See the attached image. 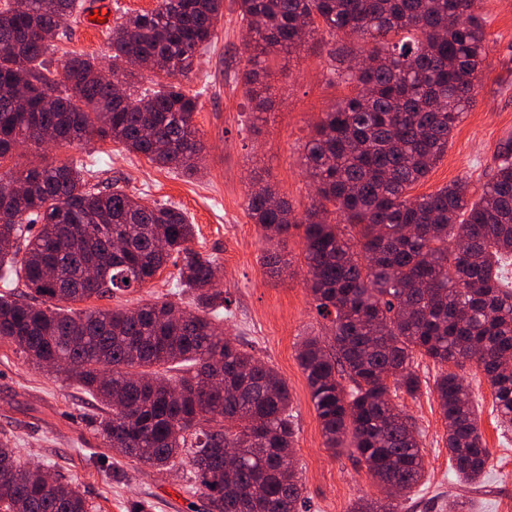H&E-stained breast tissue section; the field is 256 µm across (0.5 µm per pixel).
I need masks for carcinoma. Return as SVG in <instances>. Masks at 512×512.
I'll return each mask as SVG.
<instances>
[{
	"label": "carcinoma",
	"instance_id": "cac0c4a2",
	"mask_svg": "<svg viewBox=\"0 0 512 512\" xmlns=\"http://www.w3.org/2000/svg\"><path fill=\"white\" fill-rule=\"evenodd\" d=\"M480 0H238L253 32L247 97L262 106V58L291 54L324 25L360 37L398 38L334 53L336 78L358 94L325 113L304 165L316 194L300 215L270 186L247 211L270 248L263 262L290 263L279 245L303 229L310 288L332 323L298 360L327 448L346 440L382 488L410 493L424 477L416 424L390 399L388 380L411 395L414 355L474 362L490 385L501 426L512 427V144L479 198L460 179L429 194L407 191L448 152L473 105L486 41ZM83 0H5L0 8V160L20 146L110 141L169 171L200 170L193 123L200 93L178 83L134 93L136 71L160 60L191 73L211 44L224 0H159L112 29L114 91L97 59L74 54L62 71L46 55L63 19ZM93 165L43 164L0 179V341L38 369H53L95 405L107 447L157 471L189 465L211 512H299L295 425L287 382L224 338L228 310L216 258L191 247L194 225L179 207L146 205L99 186ZM19 183L16 191L12 184ZM333 205L329 211L327 205ZM191 305L148 302L134 310L71 305L140 288L171 256ZM97 268L98 278L86 272ZM24 285L43 303L15 294ZM455 473L482 475L489 450L469 386L446 372L435 382ZM0 512H93L78 487L24 466L0 438Z\"/></svg>",
	"mask_w": 512,
	"mask_h": 512
}]
</instances>
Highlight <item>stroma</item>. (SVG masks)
<instances>
[{
  "label": "stroma",
  "mask_w": 512,
  "mask_h": 512,
  "mask_svg": "<svg viewBox=\"0 0 512 512\" xmlns=\"http://www.w3.org/2000/svg\"><path fill=\"white\" fill-rule=\"evenodd\" d=\"M158 0H86L87 12L70 18L55 41V63L69 55H109L107 32L123 13L153 10ZM99 11L98 23L88 14ZM486 23L485 61L474 105L454 130L447 153L428 176L413 186L419 197L458 179L471 195H480L497 164V151L512 138V0H481ZM249 32L240 20L237 0H224V15L211 45L200 50L195 68L181 83L199 93L194 124L203 144V168L189 176L157 167L122 146L91 141L19 148L0 163V173L31 164L84 162L95 165L99 180L118 184L143 202L178 205L196 226L193 248L217 257V284L227 291L225 336L236 340L286 379L291 392L296 436L294 455L306 498L304 512H349L361 497L385 500L386 494L359 464L351 449L326 448L306 377L298 363L301 340L326 337L329 322L318 315L305 278L302 230L291 231L280 250L290 265L281 275L262 263L266 245L260 226L246 210L253 185H270L303 213L314 187L302 164L306 143L325 112L355 96L354 84L333 79L331 52L346 43L372 49V38L319 30L292 54L270 55L260 80L266 89L263 111L244 93ZM177 270L166 266L143 288L110 299H91V308L132 309L171 301L186 305L174 286ZM421 380L416 395L398 391L393 402L420 431L425 477L400 500V512H512V431L502 432L490 386L472 363L457 367L470 384L480 432L490 450L480 480L458 479L449 462L445 423L434 383L446 368L416 357ZM92 408L81 390L54 374L35 369L0 341V434H8L23 462L43 465L57 479L79 486L94 512H132L146 502L150 512H211L188 467L158 473L108 448L90 425Z\"/></svg>",
  "instance_id": "obj_1"
}]
</instances>
